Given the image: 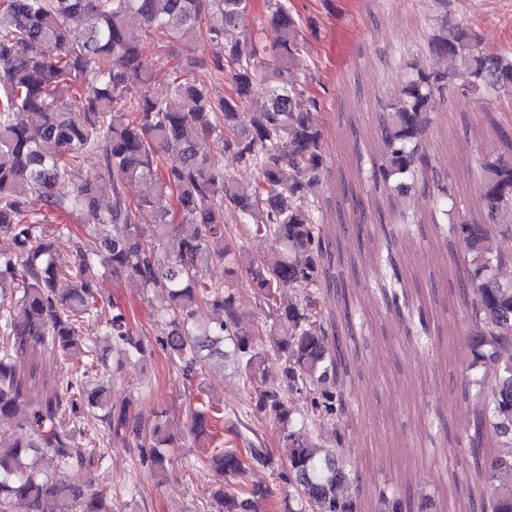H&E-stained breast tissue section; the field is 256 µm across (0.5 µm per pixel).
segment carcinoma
Here are the masks:
<instances>
[{
  "label": "carcinoma",
  "mask_w": 512,
  "mask_h": 512,
  "mask_svg": "<svg viewBox=\"0 0 512 512\" xmlns=\"http://www.w3.org/2000/svg\"><path fill=\"white\" fill-rule=\"evenodd\" d=\"M250 0H0V237L14 248L0 252V512L17 503L28 512H118L112 494L88 493L65 474L85 464L88 443L104 447L119 439L138 450L149 475L160 479L171 458L168 424L157 420L150 438L125 407L109 403L106 384L127 363L146 358L150 345L127 310L114 303L100 320L95 283L100 272L165 302L170 330L156 340L188 382L211 360L232 358L254 389V415L272 420L286 435L288 483L295 506L288 512H361L356 496L360 473L340 459L338 421L346 414L342 395L349 376L336 318L320 319L321 283L330 244L316 205L325 159L322 131L310 117L317 101L296 86L303 22L288 0H268L276 36L242 54L236 33ZM145 28L139 39L131 35ZM205 33L224 46L211 70L227 72L231 89L214 93L196 77L198 64L177 60L165 74V91L141 95L136 86L155 79L153 56L166 43ZM426 52L447 58L436 70L415 59L380 125L379 149L371 154L374 184L402 191L421 184L432 194L429 221L448 225V236L465 247L471 278L472 325L465 343L470 367L483 369L467 380L464 394L475 420L468 450L483 449L487 431L495 447L490 463L469 492L481 512H512V253L491 245L512 239V156L482 159L470 169L489 223L456 217L448 186L433 180L423 148L435 100L482 93L512 106V54L483 46L466 25L448 21V4L435 18ZM83 99L70 110L62 96ZM255 102L245 116L243 104ZM99 154L109 183L82 169V158ZM178 161L170 164L165 155ZM256 173L244 186L227 165ZM148 183L154 190L135 203L123 188ZM111 196L104 208L102 197ZM171 198V210L160 206ZM78 208L92 230L73 234L40 228L42 210ZM415 216L391 213L376 251L382 303L424 350H431L439 320L420 294L407 287L397 262L399 242L412 235ZM112 227V235L95 230ZM241 226L270 238L273 248L234 262L252 281L270 322L243 321L233 296L206 278L224 263L226 238ZM67 287H59L60 282ZM284 288L302 298L277 301ZM206 306L217 317L197 319ZM100 322L99 335L122 357L108 362V349L84 336ZM53 350L61 376L32 394L34 367L27 352ZM283 361L281 382H264L268 354ZM303 404H295V398ZM99 413L102 427L87 436L84 416ZM212 406L189 407L188 432L214 437ZM67 419L62 433L57 422ZM242 438L241 433H236ZM244 439V438H242ZM246 447L220 448L208 459L187 462L191 471L211 469L222 483L209 491L207 512H262L256 500L273 497L267 486L244 482L255 467L272 468L267 449L246 438ZM383 512H408L394 489L376 492Z\"/></svg>",
  "instance_id": "obj_1"
}]
</instances>
